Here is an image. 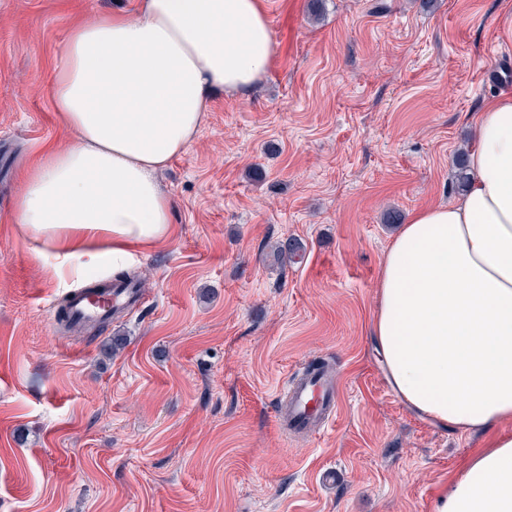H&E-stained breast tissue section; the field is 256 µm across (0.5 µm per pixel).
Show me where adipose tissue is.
<instances>
[{
  "label": "adipose tissue",
  "instance_id": "obj_1",
  "mask_svg": "<svg viewBox=\"0 0 512 512\" xmlns=\"http://www.w3.org/2000/svg\"><path fill=\"white\" fill-rule=\"evenodd\" d=\"M273 53L260 0H139L73 27L51 98L68 136L31 169L13 221L59 278L167 238L155 175L184 153L214 88L250 92ZM464 192L410 214L386 250L370 334L398 397L490 436L432 512H512V95L485 102Z\"/></svg>",
  "mask_w": 512,
  "mask_h": 512
}]
</instances>
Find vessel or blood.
Listing matches in <instances>:
<instances>
[{
  "mask_svg": "<svg viewBox=\"0 0 512 512\" xmlns=\"http://www.w3.org/2000/svg\"><path fill=\"white\" fill-rule=\"evenodd\" d=\"M132 286L102 282L100 288L77 289L69 295V315L79 324L95 323L107 318L113 306L125 299H134ZM283 419L295 430L318 432L328 428L337 411L339 388L330 379L309 374L305 379H292L282 386Z\"/></svg>",
  "mask_w": 512,
  "mask_h": 512,
  "instance_id": "b4317fda",
  "label": "vessel or blood"
}]
</instances>
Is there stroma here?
I'll return each mask as SVG.
<instances>
[{"instance_id": "35a3bbf8", "label": "stroma", "mask_w": 512, "mask_h": 512, "mask_svg": "<svg viewBox=\"0 0 512 512\" xmlns=\"http://www.w3.org/2000/svg\"><path fill=\"white\" fill-rule=\"evenodd\" d=\"M308 3L262 0L263 79L215 90L157 173L172 236L90 271L135 273L141 305L68 331L56 305L84 280L61 282L12 211L65 136L50 85L69 30L138 0H0V512H431L483 448L397 397L369 326L387 213L460 193L497 93L483 73L512 65V0ZM316 362L335 421L285 436L279 388Z\"/></svg>"}]
</instances>
